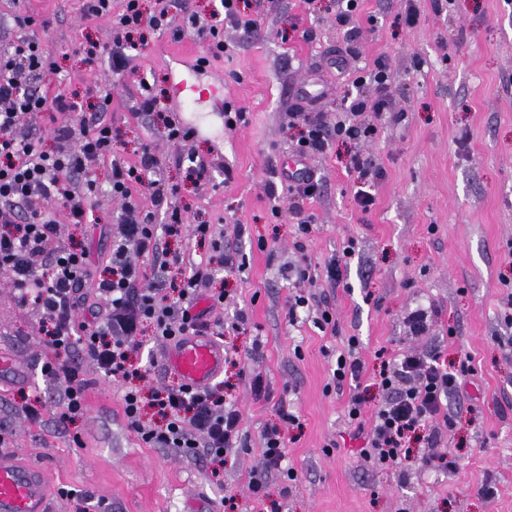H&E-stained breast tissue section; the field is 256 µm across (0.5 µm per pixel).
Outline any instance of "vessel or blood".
Returning a JSON list of instances; mask_svg holds the SVG:
<instances>
[{
    "mask_svg": "<svg viewBox=\"0 0 512 512\" xmlns=\"http://www.w3.org/2000/svg\"><path fill=\"white\" fill-rule=\"evenodd\" d=\"M188 112H196L206 100L223 89L222 83L203 84L196 69L183 73L179 83ZM168 371L193 389L209 386L224 369V351L203 336H187L171 345L164 356ZM46 476L37 466L21 465L16 452H0V512H49Z\"/></svg>",
    "mask_w": 512,
    "mask_h": 512,
    "instance_id": "1",
    "label": "vessel or blood"
}]
</instances>
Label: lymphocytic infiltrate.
Masks as SVG:
<instances>
[{
	"label": "lymphocytic infiltrate",
	"mask_w": 512,
	"mask_h": 512,
	"mask_svg": "<svg viewBox=\"0 0 512 512\" xmlns=\"http://www.w3.org/2000/svg\"><path fill=\"white\" fill-rule=\"evenodd\" d=\"M248 0H220L218 9L192 19L197 32L208 35L209 45L201 64L224 53V23L247 30L258 28L261 14H247ZM85 16L108 19L112 39L107 43L85 41L72 49L88 68L109 63L114 74H124L132 52L145 49L143 27L160 31L168 27V9L160 7L144 17L141 0H124L123 11L113 14L112 0H85ZM56 67L41 44L18 39L0 50V269L10 274L8 288L20 309H35L44 337L41 372L62 384L55 398V421L66 428L86 412L87 383L82 377L83 358H90L98 374L108 380L133 377L131 355L142 344L145 332L154 340L173 344L185 336H223L224 322L212 315L223 307L224 292L213 291L210 263L185 264L182 256L172 261L181 265L180 277L165 288L146 286L147 273L140 264L143 256L159 257L162 238L184 233L210 241L224 253V264L236 265V252L225 250L224 233L215 225H185L175 189L164 188L155 174L159 162L149 145H142L137 162L120 159L119 140L106 121L110 95L97 83L87 84L83 94L57 81L55 90L41 89L43 77ZM48 119V130L26 125V117ZM294 120L303 130L295 149L305 157L324 153L332 140H358L374 135L372 127L337 121L328 126L316 116L298 111ZM108 169L107 182L99 172ZM301 239L313 231V215L304 213L303 201L317 195L320 184L312 174H284ZM106 192L121 208L120 228L112 238L110 262L96 282L98 297L105 305L103 317L84 319L82 288L90 272L89 251L84 243L63 238L62 222L95 224V200ZM149 198L143 208L141 198ZM164 223H157V216ZM211 306L195 310L198 297ZM439 351H405L399 360L382 364L377 386L384 394L372 415H365L368 398L354 391L347 404L348 418L365 444L363 458L372 465L406 468L413 458L411 441L436 445L441 438L436 425L443 417L450 396L461 390L472 369L460 364L457 370L443 367ZM124 413L131 428L153 447L169 448L184 456L204 457L213 472H220L228 455L241 448L242 415L234 401L226 399L223 383L202 390L184 385H161L143 391L126 390ZM155 409L162 426L142 424L144 408ZM263 468L250 481L254 496H262L265 476L284 472L294 479L293 470L283 469L284 438L277 426L262 433Z\"/></svg>",
	"instance_id": "1"
}]
</instances>
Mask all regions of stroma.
<instances>
[{"instance_id":"obj_1","label":"stroma","mask_w":512,"mask_h":512,"mask_svg":"<svg viewBox=\"0 0 512 512\" xmlns=\"http://www.w3.org/2000/svg\"><path fill=\"white\" fill-rule=\"evenodd\" d=\"M83 3L0 0V45L22 35L37 39L72 90L99 82L112 96L106 117L127 143L123 159L135 160L140 144H149L189 223L223 226L224 242L241 262L233 270L214 264L215 285L229 298L223 320L240 310L248 315L244 330L223 339L225 352L241 356L223 376L236 385L247 447L217 476L206 460L149 447L123 412L125 385L100 377L88 359L85 415L66 429L49 413L31 423L21 396L47 402L58 388L41 373L39 316L19 309L0 273V355L25 371L0 385V445L48 469L53 512H225L230 496L241 512H512V346L505 343L512 329L503 323L512 309V0H414L412 27L402 18L405 0H362L347 27L336 22L337 0H260L256 30L225 26L226 51L206 75L223 80L224 95L205 108L209 131L181 145L168 141L156 115L137 111L140 81L162 79V107L184 123L175 83L206 42L189 18L219 0H166L171 28L148 31L147 50L123 77L105 65L88 72L72 54L80 40L111 39L109 22L85 18ZM19 8L35 25L15 27ZM352 26L358 36H350ZM380 57L389 64V105L355 117L374 127L375 137L336 140L326 153L296 159L291 112L301 107L334 124L355 97L373 99V87L353 81ZM239 107L244 121L225 125V113ZM356 152L371 160L374 175L362 179L349 170ZM194 160L209 169L206 186L186 176ZM299 168L320 184L303 205L315 226L302 253L294 249L299 232L287 195L272 199L264 189L274 171ZM360 190L372 196L369 208L356 204ZM276 205L283 218L272 216ZM97 213L101 224L82 228L95 274L111 251L107 231L120 206L102 193ZM349 243L354 253L340 285L320 274L311 282L286 277V267L304 261L319 272ZM296 293L329 301L335 331L319 329L314 307L289 316L288 298ZM428 303L440 314L425 335L412 338L404 318ZM352 337L369 377L382 360L412 347L439 348L449 364L470 362L473 373L448 405L453 425L438 447L456 459L458 472L435 469L418 442L407 472L364 460L346 413L352 389L328 385ZM256 339L257 358H246ZM256 374L273 402L253 399ZM278 400L298 418L281 428L285 463L297 478L269 473L258 501L249 481L261 470V433L277 422ZM487 485L493 495L484 494ZM64 487L79 490L80 499L61 495Z\"/></svg>"}]
</instances>
